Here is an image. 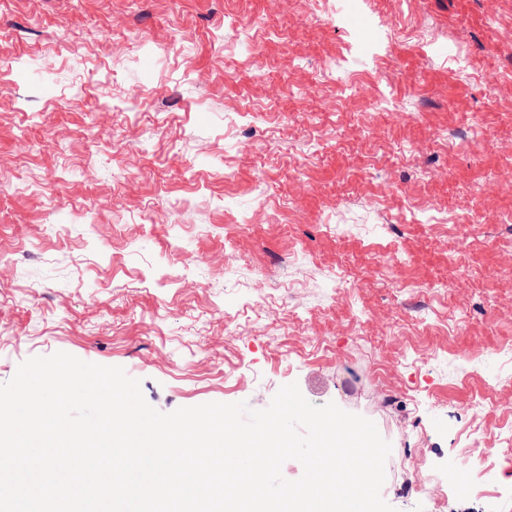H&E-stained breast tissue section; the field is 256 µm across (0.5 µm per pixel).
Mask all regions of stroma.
I'll use <instances>...</instances> for the list:
<instances>
[{"instance_id":"stroma-1","label":"stroma","mask_w":512,"mask_h":512,"mask_svg":"<svg viewBox=\"0 0 512 512\" xmlns=\"http://www.w3.org/2000/svg\"><path fill=\"white\" fill-rule=\"evenodd\" d=\"M508 29L512 0H0V383L59 351L164 413L294 382L376 424L397 512H512Z\"/></svg>"}]
</instances>
